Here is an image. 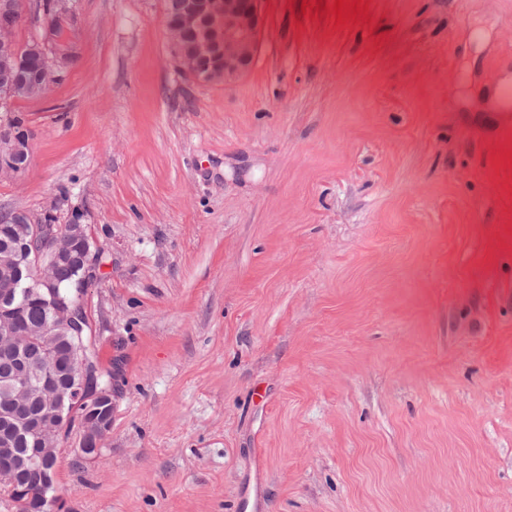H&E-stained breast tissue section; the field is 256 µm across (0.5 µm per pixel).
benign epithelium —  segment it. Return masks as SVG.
I'll return each instance as SVG.
<instances>
[{
	"label": "benign epithelium",
	"mask_w": 512,
	"mask_h": 512,
	"mask_svg": "<svg viewBox=\"0 0 512 512\" xmlns=\"http://www.w3.org/2000/svg\"><path fill=\"white\" fill-rule=\"evenodd\" d=\"M24 0H0V69L12 73L0 86V104L19 94L43 95L68 63L71 36L47 32L19 45L13 30L22 14ZM258 0H183L177 13L165 11L166 40L177 66L187 78L208 84H225L245 74L258 51L261 18ZM31 160L30 133L22 121H0V177L25 172ZM6 224H25V236L5 257L8 275L0 288V338L14 341L27 336L18 314L33 300L32 289L45 288L49 298L39 302L52 309L54 326L83 334L88 318L81 296L91 285L96 262L95 241L74 218L56 223L50 212L34 217L25 211L0 216ZM82 266L86 275L75 298L55 294L54 272ZM71 368L68 385L59 384L62 364ZM50 356L40 360L41 393L46 410L35 417H18L14 409L0 414V486L16 499L24 496V470L59 452V442L72 421H79L78 456L97 459L112 429V391L92 372L83 349L72 346L66 362ZM11 387L24 392L31 386L28 370L13 363L8 370Z\"/></svg>",
	"instance_id": "benign-epithelium-1"
}]
</instances>
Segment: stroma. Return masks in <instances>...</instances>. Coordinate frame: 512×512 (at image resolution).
<instances>
[{"label":"stroma","mask_w":512,"mask_h":512,"mask_svg":"<svg viewBox=\"0 0 512 512\" xmlns=\"http://www.w3.org/2000/svg\"><path fill=\"white\" fill-rule=\"evenodd\" d=\"M259 0L250 70L184 78L164 0H69L75 54L15 99L0 213L79 219L112 373L60 512H512V0ZM489 33V43L473 39ZM30 160V133L24 121L1 118L0 177H14L25 172Z\"/></svg>","instance_id":"obj_1"}]
</instances>
